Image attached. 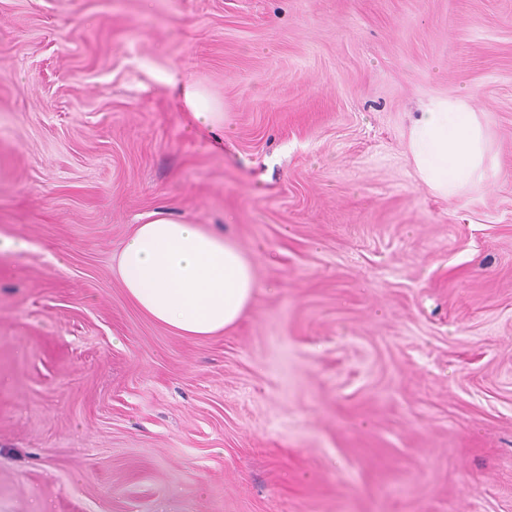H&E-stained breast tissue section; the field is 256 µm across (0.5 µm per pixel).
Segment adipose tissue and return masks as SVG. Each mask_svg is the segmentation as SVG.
Segmentation results:
<instances>
[{
	"instance_id": "1",
	"label": "adipose tissue",
	"mask_w": 512,
	"mask_h": 512,
	"mask_svg": "<svg viewBox=\"0 0 512 512\" xmlns=\"http://www.w3.org/2000/svg\"><path fill=\"white\" fill-rule=\"evenodd\" d=\"M191 128L223 129L224 110L197 85H181ZM421 181L443 198L479 184L489 165L486 130L465 101H440L414 120L408 143ZM128 300L178 336L200 338L236 325L260 286L231 237L159 210L133 225L117 256Z\"/></svg>"
}]
</instances>
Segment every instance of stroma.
Wrapping results in <instances>:
<instances>
[{"mask_svg": "<svg viewBox=\"0 0 512 512\" xmlns=\"http://www.w3.org/2000/svg\"><path fill=\"white\" fill-rule=\"evenodd\" d=\"M462 97L448 200L410 124ZM157 210L249 255L237 326L127 300ZM0 240V512H512V0H0ZM182 96L191 118L189 128L224 130V109L211 99L204 88L191 84L184 85ZM408 147L421 181L446 199L479 184L489 165L485 127L463 100L440 101L420 112Z\"/></svg>", "mask_w": 512, "mask_h": 512, "instance_id": "stroma-1", "label": "stroma"}]
</instances>
